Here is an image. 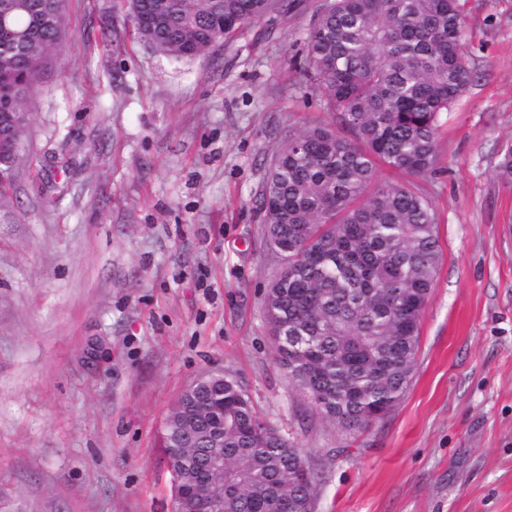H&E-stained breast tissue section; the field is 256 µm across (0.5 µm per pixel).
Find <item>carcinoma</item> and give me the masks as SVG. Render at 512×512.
Wrapping results in <instances>:
<instances>
[{"mask_svg": "<svg viewBox=\"0 0 512 512\" xmlns=\"http://www.w3.org/2000/svg\"><path fill=\"white\" fill-rule=\"evenodd\" d=\"M40 15L14 12L21 49L0 47V132L65 38L60 0ZM281 0H137L160 26L134 24L139 39L177 59L213 46L224 20L242 25ZM462 0H329L306 39L317 91L335 124L288 134L270 160L260 210L269 251L288 280L266 292L264 319L289 382L341 431L384 418L402 400L419 347L420 320L440 261L432 202L410 184L379 178L383 165L423 176L439 162V115L474 74L463 50ZM512 184V144L496 166ZM260 414L229 374L201 377L170 408L159 447L178 477L197 480L215 454L224 470L211 493L224 512H303L323 471Z\"/></svg>", "mask_w": 512, "mask_h": 512, "instance_id": "1", "label": "carcinoma"}]
</instances>
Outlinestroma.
Returning a JSON list of instances; mask_svg holds the SVG:
<instances>
[{"mask_svg":"<svg viewBox=\"0 0 512 512\" xmlns=\"http://www.w3.org/2000/svg\"><path fill=\"white\" fill-rule=\"evenodd\" d=\"M323 3L176 60L126 0H63L0 191V512H172L163 420L215 370L324 470L315 512H512V0H465L475 78L411 179L441 249L412 379L354 434L304 411L263 320L259 193L281 140L329 117L305 56Z\"/></svg>","mask_w":512,"mask_h":512,"instance_id":"1","label":"stroma"}]
</instances>
